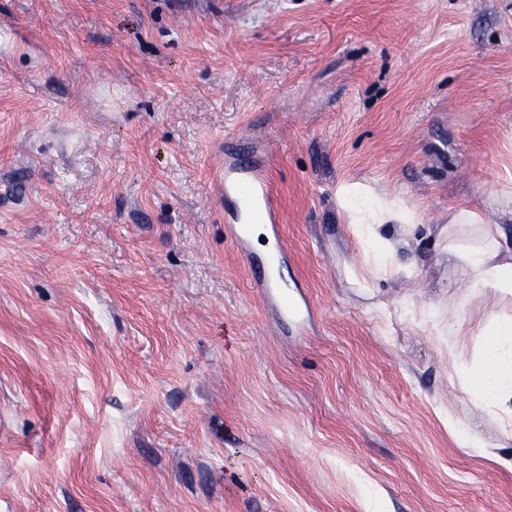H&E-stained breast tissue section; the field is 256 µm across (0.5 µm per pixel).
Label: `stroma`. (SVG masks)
<instances>
[{
	"instance_id": "35a3bbf8",
	"label": "stroma",
	"mask_w": 512,
	"mask_h": 512,
	"mask_svg": "<svg viewBox=\"0 0 512 512\" xmlns=\"http://www.w3.org/2000/svg\"><path fill=\"white\" fill-rule=\"evenodd\" d=\"M0 512H512L440 328L449 207L512 191V0H0ZM280 206L225 231L226 138ZM417 224L369 245L336 189ZM512 229V216L490 208ZM274 273L297 320L256 286ZM337 200L349 217V224L360 236L372 244L359 266L347 268L346 275L354 283H365L367 273H378L396 255V245L379 231L381 226L399 224L406 226L416 220L415 212L399 199L381 200L369 187L357 184L340 185Z\"/></svg>"
}]
</instances>
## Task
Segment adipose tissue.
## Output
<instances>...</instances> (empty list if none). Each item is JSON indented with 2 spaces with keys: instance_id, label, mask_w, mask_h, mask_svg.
I'll return each instance as SVG.
<instances>
[{
  "instance_id": "1",
  "label": "adipose tissue",
  "mask_w": 512,
  "mask_h": 512,
  "mask_svg": "<svg viewBox=\"0 0 512 512\" xmlns=\"http://www.w3.org/2000/svg\"><path fill=\"white\" fill-rule=\"evenodd\" d=\"M336 197L356 233L372 244L362 264L346 271L349 280L360 284L367 274L392 265L396 254L381 226L412 224L416 214L400 200L375 197L364 185H340ZM443 231L457 281L483 299L466 329L475 343L471 354L460 358L459 387L512 426V237L501 225L488 223L484 208L476 205L450 208Z\"/></svg>"
}]
</instances>
